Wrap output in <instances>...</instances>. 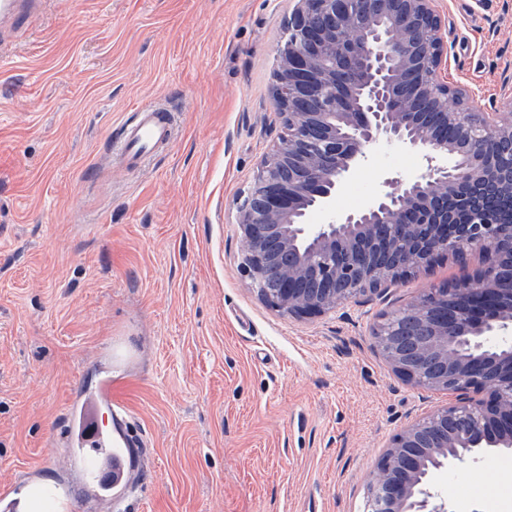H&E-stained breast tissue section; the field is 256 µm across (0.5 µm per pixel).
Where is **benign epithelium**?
Returning <instances> with one entry per match:
<instances>
[{
    "mask_svg": "<svg viewBox=\"0 0 512 512\" xmlns=\"http://www.w3.org/2000/svg\"><path fill=\"white\" fill-rule=\"evenodd\" d=\"M294 2L273 84L286 134L240 207L241 271L274 311L303 319L379 294L441 255L490 258L371 329L404 382L456 398L389 438L367 512H449L430 490L433 472L485 448L512 452V338L497 335L512 329V210L487 208L512 193V96L501 112L437 111L466 91L439 80L435 0ZM380 140L417 153L422 171L336 216V193ZM318 212L327 219L314 224Z\"/></svg>",
    "mask_w": 512,
    "mask_h": 512,
    "instance_id": "obj_1",
    "label": "benign epithelium"
}]
</instances>
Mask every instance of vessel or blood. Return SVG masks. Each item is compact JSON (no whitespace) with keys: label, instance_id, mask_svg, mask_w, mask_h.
Here are the masks:
<instances>
[{"label":"vessel or blood","instance_id":"vessel-or-blood-1","mask_svg":"<svg viewBox=\"0 0 512 512\" xmlns=\"http://www.w3.org/2000/svg\"><path fill=\"white\" fill-rule=\"evenodd\" d=\"M42 0H0V24L21 28ZM172 138L168 112L156 105L128 113L112 143L123 167L145 165ZM123 407L112 399V369L104 367L96 385L78 392L66 413L67 444L81 462V474L94 498L112 502L116 512H132L134 502L128 477L119 461L127 443L121 425H103V414L121 415Z\"/></svg>","mask_w":512,"mask_h":512}]
</instances>
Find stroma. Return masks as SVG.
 <instances>
[{
	"mask_svg": "<svg viewBox=\"0 0 512 512\" xmlns=\"http://www.w3.org/2000/svg\"><path fill=\"white\" fill-rule=\"evenodd\" d=\"M440 79L463 107L512 94V0H438ZM291 0H44L0 48V483H78L61 417L122 344L144 447L139 512H364L389 437L449 396L403 383L377 315L467 277L438 261L321 317L279 315L242 276L237 220L283 132L272 88ZM141 104L171 143L129 171L110 152ZM418 156L382 141L336 197L366 206ZM453 512H512V453L433 478Z\"/></svg>",
	"mask_w": 512,
	"mask_h": 512,
	"instance_id": "35a3bbf8",
	"label": "stroma"
}]
</instances>
